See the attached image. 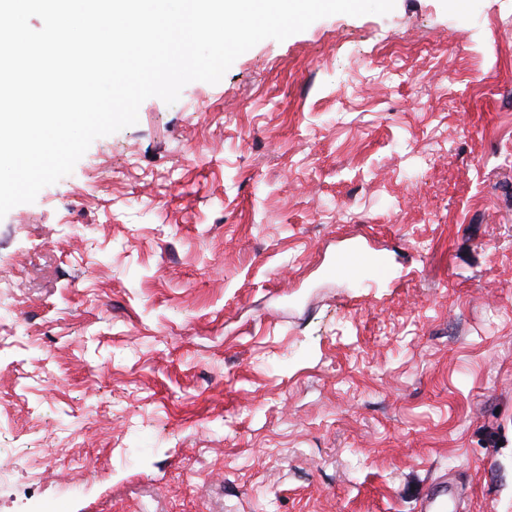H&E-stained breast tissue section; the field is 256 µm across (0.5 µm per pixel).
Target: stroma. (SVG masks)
Segmentation results:
<instances>
[{
  "label": "stroma",
  "instance_id": "35a3bbf8",
  "mask_svg": "<svg viewBox=\"0 0 512 512\" xmlns=\"http://www.w3.org/2000/svg\"><path fill=\"white\" fill-rule=\"evenodd\" d=\"M0 415V512H512V0L319 19L94 140L0 219Z\"/></svg>",
  "mask_w": 512,
  "mask_h": 512
}]
</instances>
